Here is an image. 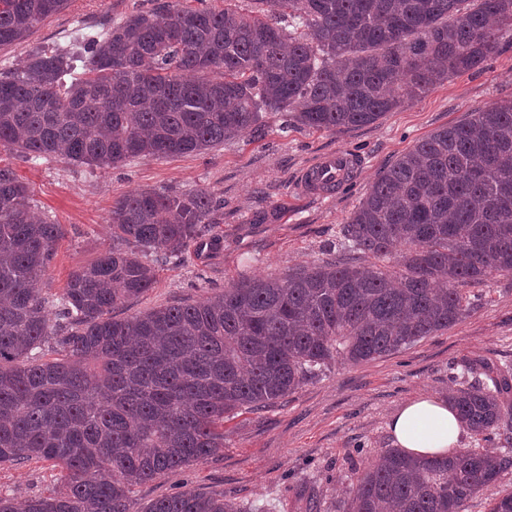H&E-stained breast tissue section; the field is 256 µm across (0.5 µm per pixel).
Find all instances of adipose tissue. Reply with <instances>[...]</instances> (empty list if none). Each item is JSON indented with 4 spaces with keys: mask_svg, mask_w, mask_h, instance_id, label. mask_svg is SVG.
<instances>
[{
    "mask_svg": "<svg viewBox=\"0 0 512 512\" xmlns=\"http://www.w3.org/2000/svg\"><path fill=\"white\" fill-rule=\"evenodd\" d=\"M388 428L395 445L416 457L447 454L457 448L463 431L448 403L426 394L406 403Z\"/></svg>",
    "mask_w": 512,
    "mask_h": 512,
    "instance_id": "adipose-tissue-1",
    "label": "adipose tissue"
}]
</instances>
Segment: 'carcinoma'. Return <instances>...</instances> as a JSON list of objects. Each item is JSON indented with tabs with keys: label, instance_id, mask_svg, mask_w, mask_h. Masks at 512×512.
<instances>
[{
	"label": "carcinoma",
	"instance_id": "carcinoma-1",
	"mask_svg": "<svg viewBox=\"0 0 512 512\" xmlns=\"http://www.w3.org/2000/svg\"><path fill=\"white\" fill-rule=\"evenodd\" d=\"M257 14L180 6L138 12L80 49L36 50L0 72V146L27 159L113 167L200 153L287 112L317 130L368 126L512 36V0H254ZM68 0H0V45ZM81 67L82 76H64ZM203 190L145 189L112 208V246L62 293L35 282L65 235L0 165V463L36 460L60 485L24 512H139L134 488L224 448V418L282 403L334 358L366 362L457 323L462 287L512 272V101L418 141L369 186L339 230L344 252L393 257L241 281L204 301L116 319L149 290V258L216 239ZM51 348L61 357L44 359ZM448 393L481 439H512V368L467 359ZM512 467L477 448L414 460L387 448L349 512H462ZM144 512H249L185 490Z\"/></svg>",
	"mask_w": 512,
	"mask_h": 512
}]
</instances>
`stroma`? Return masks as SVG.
Returning a JSON list of instances; mask_svg holds the SVG:
<instances>
[{
    "label": "stroma",
    "instance_id": "35a3bbf8",
    "mask_svg": "<svg viewBox=\"0 0 512 512\" xmlns=\"http://www.w3.org/2000/svg\"><path fill=\"white\" fill-rule=\"evenodd\" d=\"M172 0H69L22 41L0 46V71L35 49L70 47L89 28ZM512 100V40L503 39L483 70L437 85L377 123L332 131L285 127L267 113L263 136L249 134L199 154L135 158L99 169L60 159L29 162L0 148L31 190V203L64 225L65 235L38 286L61 293L71 272L112 244L113 204L147 189L206 190L223 200L216 249L181 265L157 261V282L116 307L130 317L177 302H195L256 276H281L337 257L339 227L377 175L432 131L465 121L475 109ZM357 161L335 195L302 192V171L325 153ZM466 314L448 330L398 353L358 364L339 358L275 406L240 412L224 422V450L137 488L138 507L187 489L221 492L254 512H347L356 477L393 445L391 416L417 394L447 398L453 364L482 358L512 365V273H495L464 288ZM57 469L33 461L0 464V492L17 500L47 494Z\"/></svg>",
    "mask_w": 512,
    "mask_h": 512
}]
</instances>
